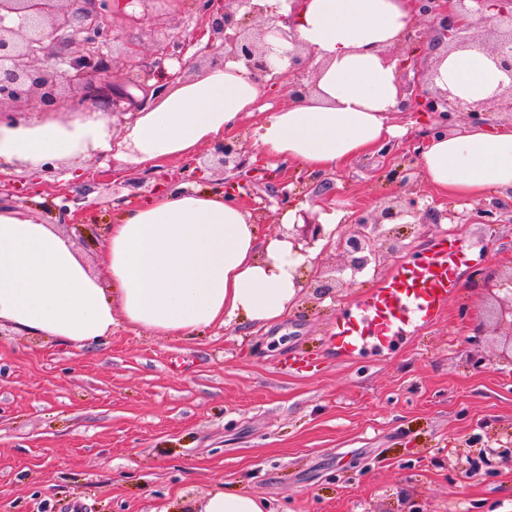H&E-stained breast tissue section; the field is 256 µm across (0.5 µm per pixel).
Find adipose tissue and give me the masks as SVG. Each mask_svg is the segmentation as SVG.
<instances>
[{"instance_id": "obj_1", "label": "adipose tissue", "mask_w": 512, "mask_h": 512, "mask_svg": "<svg viewBox=\"0 0 512 512\" xmlns=\"http://www.w3.org/2000/svg\"><path fill=\"white\" fill-rule=\"evenodd\" d=\"M286 17V38L312 56L315 86L263 116L254 148L313 173L336 169L395 135L387 115L404 94L385 53L414 20L410 0H261ZM435 84L460 105L493 97L506 75L479 45L438 54ZM262 85L229 59L196 77L167 82L155 102L113 130L99 105L69 118L38 109L0 120V164L84 169L102 154L120 169H159L234 132ZM419 164L435 188L476 199L512 191V124L427 138ZM101 283L69 236L31 213L0 208V320L19 333L76 348L106 343L116 319L157 336H190L211 325H264L287 315L302 288V254L280 239L259 244L246 207L223 190L163 185L123 208L98 254Z\"/></svg>"}]
</instances>
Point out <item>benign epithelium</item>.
<instances>
[{"label":"benign epithelium","instance_id":"7a95c632","mask_svg":"<svg viewBox=\"0 0 512 512\" xmlns=\"http://www.w3.org/2000/svg\"><path fill=\"white\" fill-rule=\"evenodd\" d=\"M236 8L218 7L216 0L201 5L210 32L202 52L217 51L224 58L243 62L250 74L269 77L267 86L275 87L288 81L291 96L297 98L309 92V59L298 51V43L288 51L290 66L283 75H270L266 58L267 34L275 26H266L250 34L244 21L265 15L260 0H231ZM418 12L435 22L436 42L454 50L466 47L472 40L471 31L476 22L496 20L502 27L496 40L487 47L489 56L509 77L508 84H500L488 101L469 106L468 116L475 125L486 123L489 104L512 112V0H415ZM243 17H237L239 9ZM115 14L113 0H0V117L15 119L24 116L21 111L3 109L4 104L40 105L55 107L63 103L58 88L64 82L81 84L90 98L112 105V113L121 110V104L142 103L149 99V79L161 80L167 74L166 61L176 59L186 66L183 57L188 44L176 42L173 51H165L151 62L142 64L138 52L129 48L127 57L130 71L124 82L117 86L100 87L92 82L97 72L108 69V56L104 53L110 41L107 18ZM424 36L410 26L402 34L398 45L403 47L398 67L419 70L424 53ZM409 97L399 109L413 112L426 119V132L441 133L448 130L454 113L461 110L451 99L449 91L434 86V74L425 69L421 78L408 87ZM213 158L221 169L232 168L235 180L225 189L233 197L252 191L251 178L263 173L258 164L249 163L240 143L232 138L214 145ZM418 200L409 197L400 205H388L377 215L360 214L355 218L356 228L340 235L338 250L344 258L343 268L353 273L363 272L379 254V229L385 221H395L405 215L417 216ZM326 237L324 225L305 219L302 239L288 238L294 251L300 242L311 247ZM498 320L508 327V346L512 351V293L500 298Z\"/></svg>","mask_w":512,"mask_h":512}]
</instances>
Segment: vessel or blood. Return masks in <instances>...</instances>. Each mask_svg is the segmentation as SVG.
<instances>
[{"instance_id":"1","label":"vessel or blood","mask_w":512,"mask_h":512,"mask_svg":"<svg viewBox=\"0 0 512 512\" xmlns=\"http://www.w3.org/2000/svg\"><path fill=\"white\" fill-rule=\"evenodd\" d=\"M468 260V249L457 235L432 238L339 311L330 344L343 357L355 358L369 350H391L403 338L434 325L458 293L460 270Z\"/></svg>"}]
</instances>
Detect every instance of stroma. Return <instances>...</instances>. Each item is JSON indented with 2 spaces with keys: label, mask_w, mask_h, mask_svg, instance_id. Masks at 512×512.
<instances>
[{
  "label": "stroma",
  "mask_w": 512,
  "mask_h": 512,
  "mask_svg": "<svg viewBox=\"0 0 512 512\" xmlns=\"http://www.w3.org/2000/svg\"><path fill=\"white\" fill-rule=\"evenodd\" d=\"M203 27L195 0H153L140 28L115 23L110 60L127 43L155 55ZM400 134L390 152L373 151L312 178L298 163L261 157L269 174L247 209L264 210L257 235L298 233L286 207L320 215L377 212L406 193L417 222L385 224L394 249L362 273L342 272L330 295L301 289L279 322L214 325L190 338L156 336L125 321L108 343L77 349L25 336L0 322V512H201L224 489L265 500L269 512H512V362L496 332L497 298L512 286V198L479 200L438 191L413 155L419 124L390 116ZM82 177L58 174V190L38 191L37 171L18 164L0 206L28 208L57 224L62 194L77 198L66 233L88 266L125 202L181 181L169 161L139 184L135 170L92 157ZM287 181L290 205L273 190ZM485 206L496 222L476 221ZM457 217L471 261L439 323L385 354L354 360L329 349L337 311L422 248ZM483 364H475L474 356ZM313 366L286 370L290 357ZM495 452L494 466L466 462L473 444Z\"/></svg>",
  "instance_id": "1"
}]
</instances>
